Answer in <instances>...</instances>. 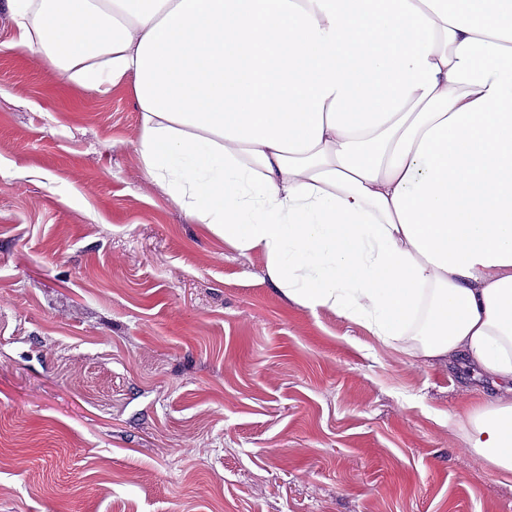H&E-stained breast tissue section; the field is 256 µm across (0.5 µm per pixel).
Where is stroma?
Returning a JSON list of instances; mask_svg holds the SVG:
<instances>
[{"label":"stroma","instance_id":"1","mask_svg":"<svg viewBox=\"0 0 512 512\" xmlns=\"http://www.w3.org/2000/svg\"><path fill=\"white\" fill-rule=\"evenodd\" d=\"M0 0V512H512L476 370L276 291L145 176L131 85Z\"/></svg>","mask_w":512,"mask_h":512}]
</instances>
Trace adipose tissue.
I'll use <instances>...</instances> for the list:
<instances>
[{
    "label": "adipose tissue",
    "mask_w": 512,
    "mask_h": 512,
    "mask_svg": "<svg viewBox=\"0 0 512 512\" xmlns=\"http://www.w3.org/2000/svg\"><path fill=\"white\" fill-rule=\"evenodd\" d=\"M13 47L127 83L144 172L289 299L472 366L512 475V0H8Z\"/></svg>",
    "instance_id": "ef3b65f1"
}]
</instances>
